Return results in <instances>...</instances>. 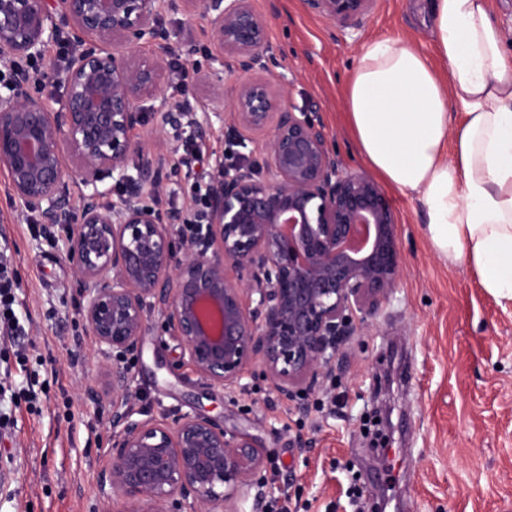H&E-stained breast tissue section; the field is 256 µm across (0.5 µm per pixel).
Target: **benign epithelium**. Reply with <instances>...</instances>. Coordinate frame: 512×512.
<instances>
[{"label": "benign epithelium", "mask_w": 512, "mask_h": 512, "mask_svg": "<svg viewBox=\"0 0 512 512\" xmlns=\"http://www.w3.org/2000/svg\"><path fill=\"white\" fill-rule=\"evenodd\" d=\"M205 5L220 52L238 69L263 67L267 19L251 0H182ZM344 28L373 0H308ZM167 0H0V63L42 59L71 25L79 50L63 72L54 109L19 78L0 97V168L26 211L49 226H72L67 257L81 284L80 312L112 389V463L99 494L125 512H239L263 495L267 461L246 432H228L199 414L134 418V377L149 318L179 341L174 366L211 388L242 389L251 369L293 400L319 389L337 354L397 288L402 263L397 219L365 170L343 165L330 135L309 112L259 81L240 84L225 119L231 131L273 125L261 160L224 163L202 240L182 214L158 213L145 198L160 161L141 154L139 181L108 209L97 182L124 176L137 149L144 104L158 99L162 53L141 47L156 35ZM168 124L200 126L161 100ZM89 192L69 200L67 163Z\"/></svg>", "instance_id": "7a95c632"}]
</instances>
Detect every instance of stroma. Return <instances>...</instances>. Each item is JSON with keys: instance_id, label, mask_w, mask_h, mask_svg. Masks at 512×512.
I'll return each mask as SVG.
<instances>
[{"instance_id": "1", "label": "stroma", "mask_w": 512, "mask_h": 512, "mask_svg": "<svg viewBox=\"0 0 512 512\" xmlns=\"http://www.w3.org/2000/svg\"><path fill=\"white\" fill-rule=\"evenodd\" d=\"M268 21L264 67L255 79L317 113L329 145L359 168L347 130L344 81L361 47L398 37L434 55L429 30L412 0H373L357 27L342 28L308 0H252ZM157 42L170 58L196 68L188 94L204 131L208 159L222 157L230 131L222 118L243 81L222 56L204 8L173 0ZM223 98H215L214 86ZM139 140L164 158L155 197L159 210L184 206L191 180L174 171L180 142L155 109ZM385 194L398 221L403 264L389 301L347 347L333 383L305 397L309 413L281 398L261 376L246 374L242 391L204 388L188 368L170 373L180 346L150 322L132 369L135 412L204 414L229 430L253 435L267 457L266 497H290L300 512H355L352 484L382 492L385 512H512V308L487 295L465 265L439 257L427 239L421 204L393 189ZM35 214L21 210L0 169V238L7 239L18 285L15 310L26 322L24 361L0 339V381L19 387L46 380L36 412L18 408L0 430V512H120L101 501L98 476L110 455L112 393L101 357L80 316L81 284L57 242L35 233ZM95 387L99 400L85 390ZM390 402V458L372 447L366 427ZM312 438L299 447L295 435Z\"/></svg>"}]
</instances>
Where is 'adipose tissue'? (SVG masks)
<instances>
[{"instance_id":"obj_1","label":"adipose tissue","mask_w":512,"mask_h":512,"mask_svg":"<svg viewBox=\"0 0 512 512\" xmlns=\"http://www.w3.org/2000/svg\"><path fill=\"white\" fill-rule=\"evenodd\" d=\"M446 70L413 43H365L344 84L360 158L417 198L437 254L512 304V48L489 0H426Z\"/></svg>"}]
</instances>
